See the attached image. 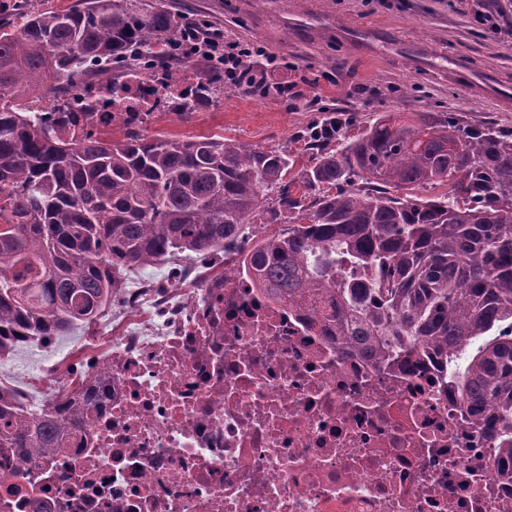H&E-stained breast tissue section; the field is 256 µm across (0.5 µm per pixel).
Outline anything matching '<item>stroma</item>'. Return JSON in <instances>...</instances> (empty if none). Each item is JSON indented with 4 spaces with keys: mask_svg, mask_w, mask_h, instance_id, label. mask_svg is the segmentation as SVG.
Masks as SVG:
<instances>
[{
    "mask_svg": "<svg viewBox=\"0 0 512 512\" xmlns=\"http://www.w3.org/2000/svg\"><path fill=\"white\" fill-rule=\"evenodd\" d=\"M176 14L224 29L294 62L287 96L244 90L214 99L188 121L160 114L147 133L224 135L254 147H296L317 118L312 98L356 126L381 113L458 112L470 124L512 131V105L483 93L493 76L512 84V0H152ZM493 16L497 32L475 25ZM465 61L469 81L449 67Z\"/></svg>",
    "mask_w": 512,
    "mask_h": 512,
    "instance_id": "1",
    "label": "stroma"
}]
</instances>
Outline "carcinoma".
<instances>
[{
  "label": "carcinoma",
  "instance_id": "carcinoma-1",
  "mask_svg": "<svg viewBox=\"0 0 512 512\" xmlns=\"http://www.w3.org/2000/svg\"><path fill=\"white\" fill-rule=\"evenodd\" d=\"M181 40L148 0L0 22V353L89 327L128 269L233 249L264 224L242 261L258 287L383 368L437 360L512 461V134L456 112L355 131L329 109L292 152L148 135L85 106L100 78L114 109L144 75L166 79L181 117L224 94L212 62L184 86L196 61L171 54ZM40 88L67 111L34 109ZM72 425H89L80 397L26 414L0 393V448L56 452Z\"/></svg>",
  "mask_w": 512,
  "mask_h": 512
}]
</instances>
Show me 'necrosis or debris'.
<instances>
[{"mask_svg":"<svg viewBox=\"0 0 512 512\" xmlns=\"http://www.w3.org/2000/svg\"><path fill=\"white\" fill-rule=\"evenodd\" d=\"M240 259L124 289L79 364L18 393L84 394L92 419L43 459L0 451V512H512L498 442L433 363L344 350Z\"/></svg>","mask_w":512,"mask_h":512,"instance_id":"obj_1","label":"necrosis or debris"}]
</instances>
